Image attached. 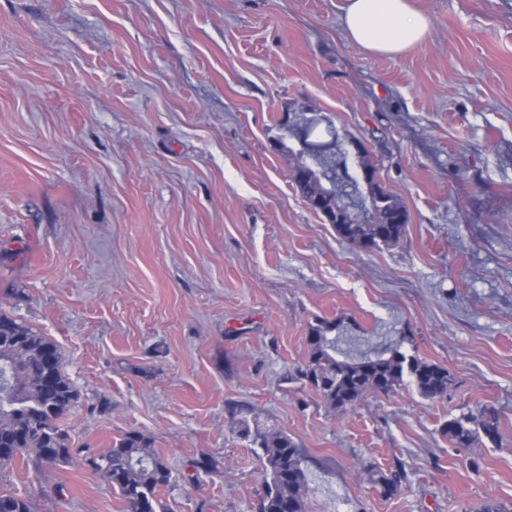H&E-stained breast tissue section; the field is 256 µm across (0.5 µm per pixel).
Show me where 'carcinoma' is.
<instances>
[{
  "label": "carcinoma",
  "mask_w": 512,
  "mask_h": 512,
  "mask_svg": "<svg viewBox=\"0 0 512 512\" xmlns=\"http://www.w3.org/2000/svg\"><path fill=\"white\" fill-rule=\"evenodd\" d=\"M331 139L318 142L314 164L306 170L293 169L292 180L306 202H319L322 219L333 225L339 237L363 251L398 243L404 235L408 214L402 202L381 184L379 168L364 151L354 172L340 168L339 156L346 141L334 130ZM372 174L370 203L359 210L369 215L362 224H338L337 214L349 209L358 193L360 169ZM331 173L333 195L322 197L318 172ZM334 322L319 321L310 327L308 361L298 377L312 387L324 404L346 409L369 394L388 395L405 382L429 400H443L453 379L448 369L414 355L398 346H387L374 355L352 357L340 348L351 337L332 332ZM80 395L65 371L58 346L11 313L0 309V471L18 460L35 466L67 463L79 457L86 470L120 492L129 512H156L157 493L169 484L171 470L152 448V442L138 431H129L106 452L88 445H72L63 426L65 416L77 406ZM476 424L473 429L470 424ZM242 434L253 437L262 450L266 492L259 512H306L308 480L302 468L303 450L287 432L274 426L239 421ZM440 433L455 448H468L482 433L491 441L499 436V417L484 407L480 415L451 418ZM405 479L403 470L383 473L378 478L383 494L396 493ZM0 512H39L24 497L0 493Z\"/></svg>",
  "instance_id": "cac0c4a2"
}]
</instances>
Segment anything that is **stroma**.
Here are the masks:
<instances>
[{
	"label": "stroma",
	"instance_id": "35a3bbf8",
	"mask_svg": "<svg viewBox=\"0 0 512 512\" xmlns=\"http://www.w3.org/2000/svg\"><path fill=\"white\" fill-rule=\"evenodd\" d=\"M342 4L0 0V308L60 349L75 445L151 439L167 512H258L254 415L302 448L307 512H512V0H412L429 34L398 56L350 43ZM294 112L372 151L398 244L361 251L309 208ZM320 320L445 366L447 399L328 408L295 377ZM485 406L498 441L441 435ZM0 490L127 512L72 464Z\"/></svg>",
	"mask_w": 512,
	"mask_h": 512
}]
</instances>
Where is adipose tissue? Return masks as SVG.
<instances>
[{
    "label": "adipose tissue",
    "mask_w": 512,
    "mask_h": 512,
    "mask_svg": "<svg viewBox=\"0 0 512 512\" xmlns=\"http://www.w3.org/2000/svg\"><path fill=\"white\" fill-rule=\"evenodd\" d=\"M342 24L354 45L393 56L423 42L429 29L427 19L410 0H345Z\"/></svg>",
    "instance_id": "ef3b65f1"
}]
</instances>
